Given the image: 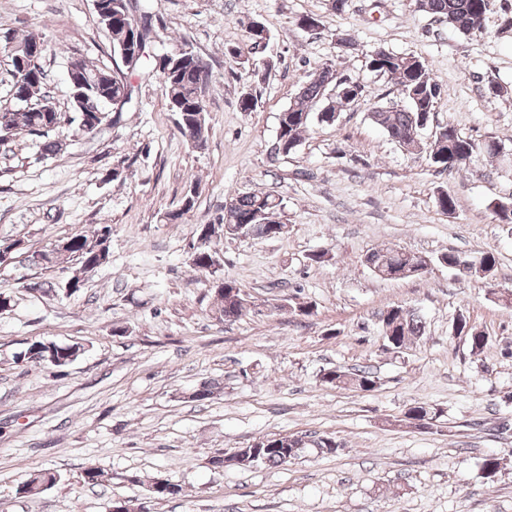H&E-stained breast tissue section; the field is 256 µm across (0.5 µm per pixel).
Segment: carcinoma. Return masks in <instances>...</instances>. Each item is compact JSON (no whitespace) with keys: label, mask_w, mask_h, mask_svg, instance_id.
<instances>
[{"label":"carcinoma","mask_w":512,"mask_h":512,"mask_svg":"<svg viewBox=\"0 0 512 512\" xmlns=\"http://www.w3.org/2000/svg\"><path fill=\"white\" fill-rule=\"evenodd\" d=\"M105 2L112 10V21L108 24L100 18L98 22L107 26L114 53L121 55L134 51V46L127 45L126 27L136 21L142 29V43H147L152 32V16L149 13L134 14L131 0ZM489 6L490 0H418L421 11L437 17L463 35H470L483 28ZM40 38L42 35L33 29L21 37L9 33L0 35V53L6 55L11 62L10 93L13 96L21 95L23 104L21 108H0V155H8L11 152L10 142L18 136H25L37 140L41 157L49 159L63 150V140L59 139V130L63 125L74 123L79 131L91 133L107 122L109 117V113L96 112L94 108L109 102L122 108L131 101L132 85L127 74L98 68L82 58H74L69 62V67L77 70L80 80L78 88L71 89L74 115L58 111L47 90V74L43 65L46 50H41L35 60L21 50V46ZM368 66L381 75L395 79L406 101L403 106L377 107L370 113L374 124L390 140L410 152L427 150L432 163L442 171H450L455 167L460 169L470 163L477 146L459 136L449 124L439 128L431 143L423 144L422 131L427 127L441 94L440 86L423 60L379 49L371 55ZM152 76L158 79L168 99L178 131L195 142L197 147H203L208 130L203 93L211 84L207 63L199 62L197 57L169 65L157 60ZM347 87L346 78L337 76L335 70L328 65L311 74L293 104L278 116L275 153L290 154L313 121L328 122L329 115L336 114L338 106L351 100V96L344 93ZM282 209L283 199L271 192L237 194L230 198V203L224 205V213L214 223L232 225L245 235L253 225L258 237L275 238L281 235L279 226ZM196 233L197 238L202 240V247L197 252L194 266L206 271L217 252L211 250L212 237L203 233V226H198ZM111 235L112 225L102 224L90 238L85 235L70 238L68 259L78 262L85 271L103 265L109 258ZM421 262V255L396 245L375 249L365 257L368 268L384 279L415 276ZM495 267L496 256L487 251L465 267V272L471 277L487 281L492 278ZM218 295L224 320L234 321L243 314L245 307L238 301L242 291L236 282L224 281ZM381 322L384 337L394 348L402 347L410 337L420 336L424 331L421 316L411 307L393 306L381 313ZM455 332L465 337L474 356L480 355L487 345V336L468 326L462 317L457 318ZM79 351L80 348L73 345L53 343L48 346L43 341H35L19 360L65 367L77 358ZM320 380L335 386L352 385L363 391H370L376 386L375 377L366 370L353 373L338 367L329 368L321 373ZM254 447L257 448L254 457L241 458L234 462V466L265 464L278 467L288 464L309 447L321 454H331L337 450L336 442L329 437H319L300 447L288 441L286 436L263 438L254 443ZM59 479V474L54 471H41L21 483L17 494L23 497L36 496L54 486ZM109 480V473L99 467L88 466L83 470V482L88 485H102Z\"/></svg>","instance_id":"1"}]
</instances>
